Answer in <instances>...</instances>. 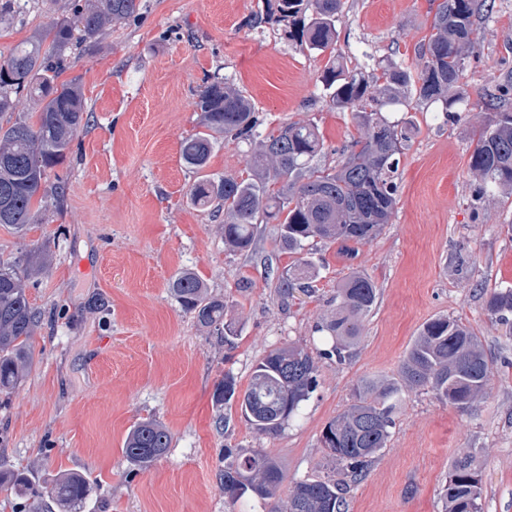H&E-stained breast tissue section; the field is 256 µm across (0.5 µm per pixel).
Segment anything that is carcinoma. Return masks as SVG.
Here are the masks:
<instances>
[{"mask_svg": "<svg viewBox=\"0 0 512 512\" xmlns=\"http://www.w3.org/2000/svg\"><path fill=\"white\" fill-rule=\"evenodd\" d=\"M342 0H263V8L248 24L270 22L286 26V36L301 52L327 55L321 83L329 106L353 112L361 136L337 150L343 159L330 170H314L309 162L323 149L313 123H291L277 133L259 138L262 121L250 99L224 77L214 76L198 95L201 130L181 148L184 162L196 179L187 196L190 204L224 215V245L247 250L255 242L259 224L278 225V245L285 253L299 254L318 238L338 243L346 251L375 237L389 223L396 206L398 185L394 174L410 129L381 115V108L411 96L440 102L449 112L468 100L456 97L459 81L471 65L473 34L477 22L489 19L490 0H441L431 33L416 54L417 74L401 63L377 65L380 73L349 67L339 51L336 28ZM140 8V0H88L72 17L56 22L44 32L14 47L0 65V226L24 236L33 209L46 195L48 171L69 150L76 134L88 123L79 83L58 82L65 70L67 51L78 49L109 25L125 20ZM26 97L35 105L36 119L12 118L14 101ZM245 145L259 143L252 156V177L239 179L209 174L208 163L218 137ZM469 168L479 179L476 197L489 190L512 192V111L496 113L484 126L469 157ZM280 184L277 190L270 189ZM43 246L26 264L0 256V393H6L26 376L32 359L30 338L39 313L26 296L28 283L45 269ZM319 271L299 259L281 291H313ZM181 308L195 322L211 328L231 343L232 320L224 300L208 295L206 284L194 272L183 270L169 283ZM376 303V288L363 273L352 272L336 294V317L321 326L332 343L319 355L342 363L349 357L360 319ZM488 316L509 326L512 321V289L494 290L485 300ZM401 380L411 386H427L458 407L484 393L489 366L477 336L456 320L436 318L425 323L400 368ZM319 386L315 358L298 346L273 349L255 366L249 385L238 389L226 373L213 393L222 411L234 408L253 429L275 434L299 412L301 404ZM400 388L395 383L362 380L355 402L324 427L321 442L331 460L346 471L349 482L362 481L373 459L387 446L394 425L393 414ZM171 445L168 430L145 419L127 435L122 448L127 462L150 468L166 455ZM218 478L224 497L235 502L245 494L261 504L276 498L284 475L272 457L259 450L226 448ZM480 461L470 451L458 459L443 487L446 512H482L483 487ZM347 482V483H349ZM347 483L334 479H308L295 484L285 507L269 512H347ZM0 486L14 496L32 499L31 512H48L43 497L58 512H83L93 480L80 473L58 474L46 493L29 487L21 471L5 476Z\"/></svg>", "mask_w": 512, "mask_h": 512, "instance_id": "1", "label": "carcinoma"}]
</instances>
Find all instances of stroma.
<instances>
[{
    "label": "stroma",
    "instance_id": "obj_1",
    "mask_svg": "<svg viewBox=\"0 0 512 512\" xmlns=\"http://www.w3.org/2000/svg\"><path fill=\"white\" fill-rule=\"evenodd\" d=\"M78 0H29L0 18V54ZM262 0H141L135 18L108 26L73 51L63 80L83 88L90 120L48 176V196L25 236L0 227V253L29 255L47 243L49 264L26 293L41 318L33 361L11 394H0V466L45 489L53 475L91 476L85 512H261L251 496L229 503L216 478L225 448L259 449L296 482L341 479L321 443L325 425L355 400L364 378H398L421 327L437 317L468 326L489 364L485 391L460 409L427 388L403 387L391 438L364 481L348 487V512H445L442 487L457 458L477 451L483 512H512V335L485 310L488 293L512 288V193L476 198L469 156L494 116L478 100L512 74V0H495L459 88L471 105L446 114L410 98L382 108L408 123L397 205L389 224L352 254L309 242L302 255L277 248L262 224L251 250L224 247L219 219L187 198L196 175L181 157L199 130L195 103L208 76L229 78L264 119L318 125L324 148L313 167L334 168L359 138L353 113L331 109L319 76L324 57L300 52L281 25L247 26ZM434 0H345L336 24L352 64L391 58L413 66L427 41ZM209 172L247 178L245 144L221 139ZM315 264L313 295L286 297L280 284L298 258ZM198 273L224 299L236 337L225 344L171 295L179 271ZM371 278L377 299L345 362L320 358V386L277 435L240 413L219 426L212 395L225 374L247 387L269 350L293 343L318 354V325L336 313V288L351 272ZM170 432L148 470L122 448L144 419Z\"/></svg>",
    "mask_w": 512,
    "mask_h": 512
}]
</instances>
